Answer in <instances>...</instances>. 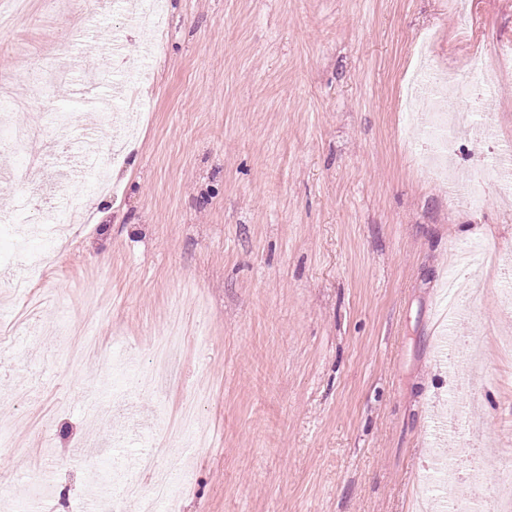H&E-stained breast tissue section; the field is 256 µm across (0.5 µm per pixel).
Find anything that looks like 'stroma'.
I'll return each mask as SVG.
<instances>
[{"label":"stroma","instance_id":"stroma-1","mask_svg":"<svg viewBox=\"0 0 512 512\" xmlns=\"http://www.w3.org/2000/svg\"><path fill=\"white\" fill-rule=\"evenodd\" d=\"M134 0H110L91 27H75L64 0L0 31V76L20 97H40L42 72L67 66L48 113L68 107L71 156H49L0 189V267L44 248L28 195L48 171L85 221L59 244L58 272L25 303L0 277V325L20 342L0 364V512H26L31 481L54 487L39 512H112V488L92 483L82 441L103 445L101 469L132 471L140 440L89 425L87 405L111 403L110 368L71 363L47 327L95 321L98 341L155 375L149 349L170 301L183 303L201 340L185 347L166 391L140 392L136 411L163 426L179 398L210 387L204 424L218 437L192 448L152 446L157 463L184 473L177 512H411L430 455L487 445L512 461V361L495 343L512 337V272L473 269L474 291L456 333L478 343L475 395H463L458 440L434 427L449 394L437 356L439 310L463 246L512 256V204L488 198L471 211L447 181L422 172L400 99L411 46L437 36L441 60L462 59L471 39L488 54L512 50V0H165L162 32L130 19ZM52 43V55L33 48ZM147 71L138 137L89 127L85 92L114 73ZM458 114L453 165L482 167L488 144ZM115 143L123 162L113 192L75 174L87 131ZM51 421L48 434L40 421Z\"/></svg>","mask_w":512,"mask_h":512}]
</instances>
